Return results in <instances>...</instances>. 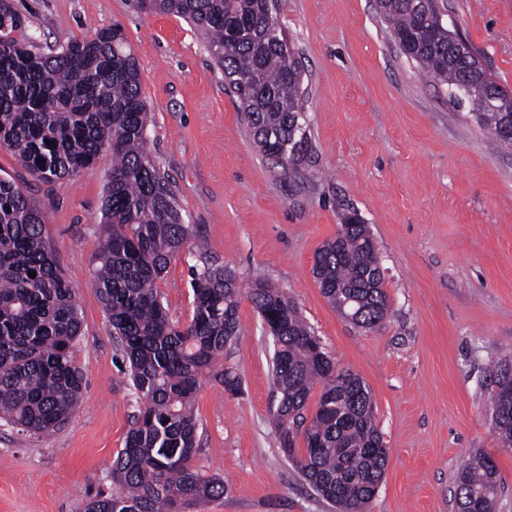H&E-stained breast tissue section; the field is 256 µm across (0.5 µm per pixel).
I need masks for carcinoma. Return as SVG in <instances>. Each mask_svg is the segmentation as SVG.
<instances>
[{
    "mask_svg": "<svg viewBox=\"0 0 512 512\" xmlns=\"http://www.w3.org/2000/svg\"><path fill=\"white\" fill-rule=\"evenodd\" d=\"M129 5L140 14L182 17L202 36L267 160L285 172L314 163L302 64L268 0ZM376 7L400 51L447 85L456 104H468L480 126L491 131L512 119V92L491 78L466 41L448 39L438 0H376ZM23 26L11 0H0V146L45 183L74 177L107 153L112 161L94 278L142 406L112 464V492L93 498L86 512H191L225 490L221 479L194 465L193 400L205 370L228 392L241 386L232 370L218 367L238 335L235 270L213 264L193 269L192 319L183 329L172 322L157 282L191 247L192 229L151 157L139 69L121 27L74 37L44 53L13 36ZM372 243L353 212L316 252L312 269L329 303L368 330L389 311ZM248 295L278 341L272 378L283 447L304 480L339 512H366L388 460L370 391L348 381L353 372L336 368L281 289L260 282ZM81 334L75 291L41 211L20 184L0 178V420L42 434L68 421L83 395L74 357ZM317 385L320 396L298 457L293 431ZM490 403L493 431L511 448L512 397L495 388ZM490 461L479 452L461 466L457 512L471 497L478 512H496L503 484Z\"/></svg>",
    "mask_w": 512,
    "mask_h": 512,
    "instance_id": "1",
    "label": "carcinoma"
}]
</instances>
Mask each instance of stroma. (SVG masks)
Wrapping results in <instances>:
<instances>
[{
	"label": "stroma",
	"mask_w": 512,
	"mask_h": 512,
	"mask_svg": "<svg viewBox=\"0 0 512 512\" xmlns=\"http://www.w3.org/2000/svg\"><path fill=\"white\" fill-rule=\"evenodd\" d=\"M444 21L512 90V0H442ZM22 38L41 49L121 25L140 69L151 156L168 175L204 252H182L158 283L172 320L193 314L202 259L235 269L239 335L232 394L202 377L195 465L223 497L194 512H336L284 453L274 413V346L247 294L285 291L338 367L368 386L388 465L367 512H455L454 482L472 453L491 455L512 512V448L492 429L489 392L512 352V150L399 51L375 0H277L304 65L317 161L285 173L256 148L245 114L190 24L142 15L128 0H15ZM108 159L78 176L34 180L0 148V178L24 184L82 316L75 361L85 377L69 422L48 435L0 420V512H85L112 490L110 470L139 399L91 269ZM373 237L389 315L365 330L343 318L312 275L348 210Z\"/></svg>",
	"instance_id": "1"
}]
</instances>
